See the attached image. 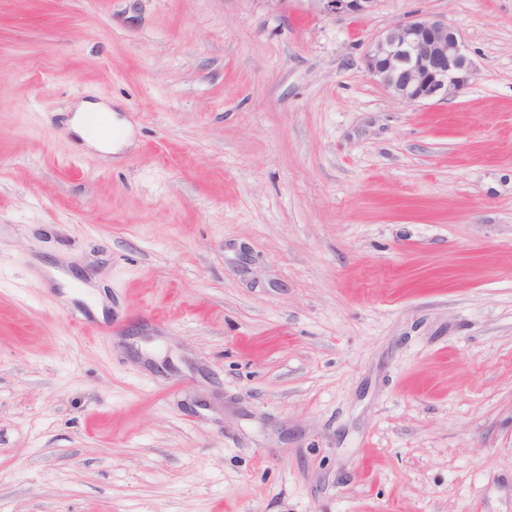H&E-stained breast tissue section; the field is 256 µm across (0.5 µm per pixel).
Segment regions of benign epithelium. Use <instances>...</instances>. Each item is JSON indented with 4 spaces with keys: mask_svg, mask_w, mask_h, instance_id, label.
<instances>
[{
    "mask_svg": "<svg viewBox=\"0 0 512 512\" xmlns=\"http://www.w3.org/2000/svg\"><path fill=\"white\" fill-rule=\"evenodd\" d=\"M329 14L364 15L378 0H318ZM367 71L396 99L417 104L444 100L468 84L472 64L465 45L448 24L411 18L378 35L365 54Z\"/></svg>",
    "mask_w": 512,
    "mask_h": 512,
    "instance_id": "1",
    "label": "benign epithelium"
}]
</instances>
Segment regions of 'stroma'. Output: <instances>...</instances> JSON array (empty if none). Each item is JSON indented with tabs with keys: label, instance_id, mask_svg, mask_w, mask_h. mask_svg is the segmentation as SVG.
I'll return each instance as SVG.
<instances>
[{
	"label": "stroma",
	"instance_id": "stroma-1",
	"mask_svg": "<svg viewBox=\"0 0 512 512\" xmlns=\"http://www.w3.org/2000/svg\"><path fill=\"white\" fill-rule=\"evenodd\" d=\"M0 512H512V0H0ZM329 14L364 15L371 12L378 0H317ZM365 64L377 83L408 104L459 94L472 68L457 33L448 23L428 18L391 25L371 42ZM78 112L74 115L71 123L74 132L79 135L89 147H93L97 151L103 153L113 152L112 144L107 143L99 138H96L89 134L85 125V116L87 112H109L112 118V112L107 109H103L102 105L94 102H84L78 107Z\"/></svg>",
	"mask_w": 512,
	"mask_h": 512
}]
</instances>
